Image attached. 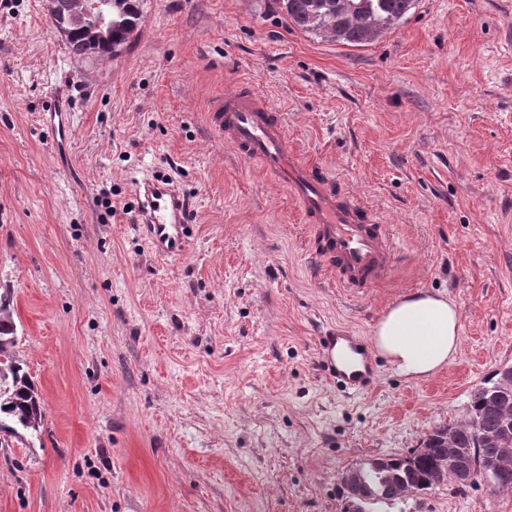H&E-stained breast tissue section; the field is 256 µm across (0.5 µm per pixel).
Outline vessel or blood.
I'll return each mask as SVG.
<instances>
[{
	"label": "vessel or blood",
	"mask_w": 512,
	"mask_h": 512,
	"mask_svg": "<svg viewBox=\"0 0 512 512\" xmlns=\"http://www.w3.org/2000/svg\"><path fill=\"white\" fill-rule=\"evenodd\" d=\"M214 127L243 161L284 182L309 224L315 255L344 287L363 289L377 281L389 260L384 224L366 206L337 189L333 177L306 161L293 147L284 116L259 98L225 94L210 114ZM137 221L156 253L173 257L186 247L191 211L183 194L161 181L144 184ZM319 366L349 394L369 389L377 379L368 342L339 329L320 339Z\"/></svg>",
	"instance_id": "b4317fda"
}]
</instances>
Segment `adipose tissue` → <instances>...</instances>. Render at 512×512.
<instances>
[{
    "label": "adipose tissue",
    "mask_w": 512,
    "mask_h": 512,
    "mask_svg": "<svg viewBox=\"0 0 512 512\" xmlns=\"http://www.w3.org/2000/svg\"><path fill=\"white\" fill-rule=\"evenodd\" d=\"M372 343L399 374L413 377L434 374L460 348L459 308L441 295L405 296L374 326Z\"/></svg>",
    "instance_id": "obj_1"
}]
</instances>
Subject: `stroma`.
<instances>
[{"instance_id":"stroma-1","label":"stroma","mask_w":512,"mask_h":512,"mask_svg":"<svg viewBox=\"0 0 512 512\" xmlns=\"http://www.w3.org/2000/svg\"><path fill=\"white\" fill-rule=\"evenodd\" d=\"M141 9L118 55L83 58L44 0H0V292L45 411L0 447V512H343L342 470L463 420L512 365V0H417L365 47L289 29L274 0ZM242 87L385 221L380 284L337 287L287 189L214 131ZM151 178L195 211L181 256L135 223ZM417 292L457 304L454 359L414 378L380 357L372 389L340 391L320 336H370ZM384 512H512V490Z\"/></svg>"}]
</instances>
